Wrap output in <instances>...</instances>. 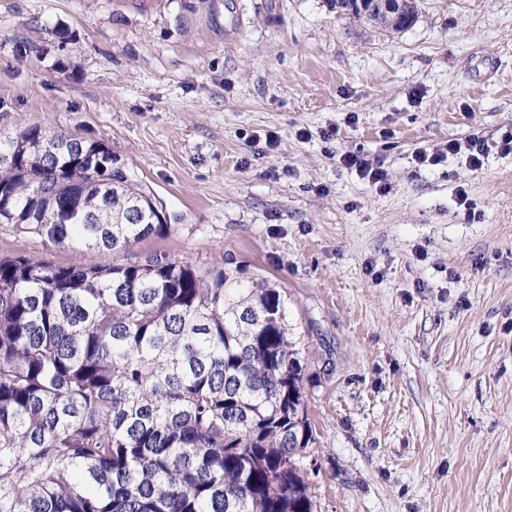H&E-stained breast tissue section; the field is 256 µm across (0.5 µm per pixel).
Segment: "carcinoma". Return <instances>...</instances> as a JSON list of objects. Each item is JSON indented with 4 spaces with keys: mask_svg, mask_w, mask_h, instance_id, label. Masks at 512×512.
Returning a JSON list of instances; mask_svg holds the SVG:
<instances>
[{
    "mask_svg": "<svg viewBox=\"0 0 512 512\" xmlns=\"http://www.w3.org/2000/svg\"><path fill=\"white\" fill-rule=\"evenodd\" d=\"M102 141L0 138V235L125 255L172 232ZM230 262L0 256V512H314L309 327Z\"/></svg>",
    "mask_w": 512,
    "mask_h": 512,
    "instance_id": "obj_1",
    "label": "carcinoma"
}]
</instances>
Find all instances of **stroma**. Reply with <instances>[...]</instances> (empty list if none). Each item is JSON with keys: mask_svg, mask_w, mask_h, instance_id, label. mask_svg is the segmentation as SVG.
Here are the masks:
<instances>
[{"mask_svg": "<svg viewBox=\"0 0 512 512\" xmlns=\"http://www.w3.org/2000/svg\"><path fill=\"white\" fill-rule=\"evenodd\" d=\"M31 125L162 201L135 254L287 291L315 512H512V0H420L400 32L326 0H0V135ZM471 138L480 170L415 160ZM17 254L107 260L0 235ZM343 161L347 166L355 169L358 176L370 185L376 186L379 189L385 187L386 174L381 165L373 164L355 154L345 155Z\"/></svg>", "mask_w": 512, "mask_h": 512, "instance_id": "obj_1", "label": "stroma"}]
</instances>
